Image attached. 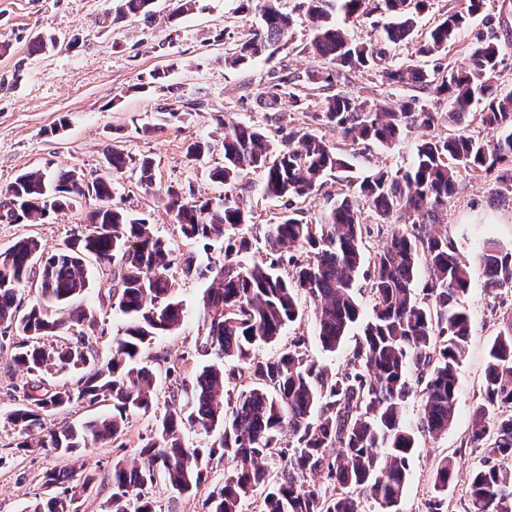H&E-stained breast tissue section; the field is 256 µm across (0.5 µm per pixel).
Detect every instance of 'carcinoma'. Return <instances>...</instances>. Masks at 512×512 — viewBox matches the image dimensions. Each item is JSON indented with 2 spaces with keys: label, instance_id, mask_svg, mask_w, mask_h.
<instances>
[{
  "label": "carcinoma",
  "instance_id": "obj_1",
  "mask_svg": "<svg viewBox=\"0 0 512 512\" xmlns=\"http://www.w3.org/2000/svg\"><path fill=\"white\" fill-rule=\"evenodd\" d=\"M261 28L241 43L233 64L260 56L292 25L281 0H258ZM431 0H302L313 31L310 50L324 67L307 74L313 83L333 85L361 68L375 69L388 85L408 84L448 102L432 112L419 99L396 112L368 107L341 93L326 96L311 123L288 133L276 146L258 127L224 119V163L210 170L213 181L231 188L250 170L264 171L271 197H310L328 174L348 163L336 147L318 136L325 123L353 142L390 147L412 123L422 130L412 166L401 172L379 170L359 185L374 224L388 228L386 243L371 252L370 228L347 198L336 201L311 224L291 211L266 225L263 255L249 263V239L227 234L248 223L239 201H189L174 186L166 189L169 209L187 243L211 250L221 243L222 262L206 261L194 250L178 253L146 220L112 205V177L130 169L152 185L153 160L106 149V171L85 179L75 170L51 174L26 171L0 189V220L37 223L51 214L94 198L99 207L89 225L72 230L63 247L44 252L34 237L0 250V341L14 349L13 361L33 377L23 403L6 419L18 428L17 447L52 448L66 458L82 449L115 444L132 415L151 414L154 428L140 444L138 458L112 465L107 486L92 470L76 486L73 471L45 475L47 497L29 512H67L80 489L106 493L102 512H156L149 489L163 481L181 496L195 498L209 473L222 480L206 493L199 512H242L249 496L260 495V512H359L364 495L383 512H398L416 448V433L405 419V404L420 401L419 428L438 436L448 432L458 401V370L472 335L463 298L475 273L498 294L512 291V246L484 237L467 259L448 239L442 213L458 183L482 174L497 195L512 196V87L499 70L500 48L476 36L478 46L466 67L431 74L396 62L389 49L413 41L417 19ZM486 0H466L431 30L415 54L444 53L448 43L483 11ZM154 0H112V23L154 16ZM348 18L384 15L388 22L377 43H356L336 25ZM482 109L471 111L475 100ZM477 121L496 134L485 141L463 132ZM456 126L454 135L436 133ZM210 145L195 140L186 158L202 160ZM113 269L110 308L126 318L124 333L113 339L112 359L99 363L83 327L93 315L76 301L90 288L88 258ZM179 263L187 277L209 280L202 297L204 336L196 352L204 359L189 378L180 358L150 352L156 337L184 320L168 271ZM430 282L416 292L421 268ZM364 277L375 304L343 371L331 373L308 359L305 339L292 340L278 355L260 360L254 350L275 342L299 316L298 294L314 306L323 348H339L359 321L358 277ZM38 284V298L23 306L22 290ZM74 340L46 345L47 336ZM169 379V400L158 411L156 376ZM77 372L70 386L48 390L47 378ZM240 381L236 397L224 399L226 384ZM112 403V411L82 422L49 426L46 418L73 406ZM469 443L485 455L472 471L464 512H512V318L488 346L482 400L474 408ZM217 434L206 448L190 447L185 431ZM280 462L277 470L268 461ZM455 461L439 462L436 495L428 512H441ZM332 486L328 495L314 479Z\"/></svg>",
  "mask_w": 512,
  "mask_h": 512
}]
</instances>
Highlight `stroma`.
<instances>
[{"label":"stroma","instance_id":"obj_1","mask_svg":"<svg viewBox=\"0 0 512 512\" xmlns=\"http://www.w3.org/2000/svg\"><path fill=\"white\" fill-rule=\"evenodd\" d=\"M299 2L284 0L293 25L273 53L231 66L226 57L260 26L258 12H240L238 0H197L193 11L175 19L170 16L171 0H158L153 20L135 18L116 26L104 20L111 0H0V43L10 45L9 53L0 56V187L33 168L74 169L95 177L104 168V151L110 145L135 158L148 156L154 161L152 187L142 185L138 173L116 175L113 202L129 215L146 219L155 233L175 247H184L180 227L167 208L165 190L175 185L188 199L213 201L228 192L208 176L211 168L224 162L223 119L259 126L280 144L289 131L302 127L305 113L315 110L326 95L322 87L305 79L322 62L309 50L312 30ZM478 31L497 37L499 69L512 82V15L501 16L500 0H487L485 17L476 18L447 52L423 58L424 68L455 69L465 64L476 46ZM40 32L55 35L58 42L47 52L31 53L29 40ZM72 36L79 39L73 48L67 44ZM161 68L170 71L168 88L141 90L149 72ZM288 75L299 78L295 97L272 98L279 79ZM335 89L360 102L394 108L416 94L412 86L383 83L373 69L351 72ZM163 107L179 113V121L160 123ZM317 133L347 158L348 168L325 177L319 190L303 202L268 197L260 172L243 174L229 192L239 197L247 211L250 234L261 235L265 225L299 207L308 220L319 222L336 200L354 196L364 177L381 168L392 172L408 168L420 139L419 131L410 128L394 145L383 148L342 139L325 125ZM195 140L209 141L211 152L194 165L187 162L185 148ZM96 206L90 198L42 224L2 221L0 249L34 237L46 253H53L75 226L88 223ZM444 222L449 238L466 252L488 227L512 243V205L499 202L491 184L480 176L460 182L448 201ZM90 271L91 287L84 304L96 322L86 334L105 362L112 356V338L125 319L102 300L112 283L111 266L94 261ZM169 278L185 319L177 331L157 337L154 347L175 357L186 356L189 366L195 367L201 336L199 303L208 283L185 277L176 265L170 268ZM299 303L301 318L288 326L278 342L262 347L260 357H272L294 337L302 336L309 359L330 371L342 370L360 337L359 330H352L340 349L326 351L315 338L312 303L304 297ZM464 304L472 319V336L459 370L455 419L441 437L417 433L399 512H427L434 495L433 475L445 456L456 461L457 474L442 502V512H464L470 472L483 454L482 449L469 446L467 439L473 409L482 397L488 345L504 318L512 316V292H488L478 274ZM25 381L13 362L11 346H4L0 349V512H29L42 496L46 472L71 466L51 448L17 450L19 434L6 415L20 403ZM152 423L148 415L130 417L122 446L86 449L85 469L105 478L113 461L136 458Z\"/></svg>","mask_w":512,"mask_h":512}]
</instances>
